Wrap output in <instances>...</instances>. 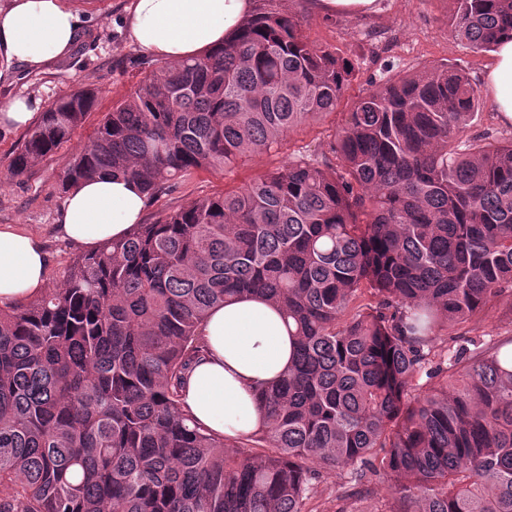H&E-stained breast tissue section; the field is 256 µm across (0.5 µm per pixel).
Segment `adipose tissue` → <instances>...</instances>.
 <instances>
[{"instance_id": "adipose-tissue-1", "label": "adipose tissue", "mask_w": 512, "mask_h": 512, "mask_svg": "<svg viewBox=\"0 0 512 512\" xmlns=\"http://www.w3.org/2000/svg\"><path fill=\"white\" fill-rule=\"evenodd\" d=\"M251 8V0H133L128 35L152 58L180 62L222 46ZM77 30V15L61 0H14L0 13V50L38 70L69 53ZM486 85L501 121L512 124V39L500 41ZM144 210L136 182L98 178L70 193L59 229L65 241L94 252L127 235ZM47 265L37 238L0 226V306L39 298ZM201 334L206 351L182 390L184 409L217 434H250L262 419L258 390L287 371L295 338L276 306L256 297L214 309Z\"/></svg>"}]
</instances>
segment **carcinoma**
<instances>
[{
	"label": "carcinoma",
	"mask_w": 512,
	"mask_h": 512,
	"mask_svg": "<svg viewBox=\"0 0 512 512\" xmlns=\"http://www.w3.org/2000/svg\"><path fill=\"white\" fill-rule=\"evenodd\" d=\"M282 2L252 0L224 46L149 70L60 190L107 175L152 198L336 111L356 66ZM448 2L473 49L512 37V0ZM96 100L51 103L0 183L31 175ZM480 107L446 63L392 76L322 159L136 224L74 257L60 287L0 307V512H304L336 470L383 477L392 512H512V362L463 344L432 360L439 331L512 287V141L463 139ZM247 296L278 306L296 346L259 392V428L231 439L181 391L209 313ZM422 372L442 383L412 398Z\"/></svg>",
	"instance_id": "1"
}]
</instances>
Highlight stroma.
I'll return each instance as SVG.
<instances>
[{"instance_id":"35a3bbf8","label":"stroma","mask_w":512,"mask_h":512,"mask_svg":"<svg viewBox=\"0 0 512 512\" xmlns=\"http://www.w3.org/2000/svg\"><path fill=\"white\" fill-rule=\"evenodd\" d=\"M80 21L71 52L40 71L7 60L0 53V106L16 98L33 103L41 113L57 98L75 89L97 94L95 109L70 142L40 160L30 177L0 187V226L16 225L38 238L48 256L47 288L61 284L78 247L59 232L66 199L58 179L78 147L93 134L114 104L126 98L143 76L149 57L128 37L131 0H63ZM319 0H284V8L304 18L309 41L329 46L359 66L356 81L347 89L343 104L397 73H413L448 63L465 69L482 98L467 138L498 145L512 139V125L504 124L495 108L485 76L495 64L491 52L471 50L455 40L448 27V0H373L363 10L325 11ZM344 122L342 112L321 117L291 133L281 150L257 154L229 169L192 172L170 191L148 202L145 222L200 197L220 195L249 183L266 170L288 163L297 153L321 156ZM472 340L474 352L492 353L512 337V288L502 292L465 323L440 331L435 353L447 360L458 338ZM395 504L385 483L371 477L355 484L350 473L323 474L304 504L305 512H391Z\"/></svg>"}]
</instances>
